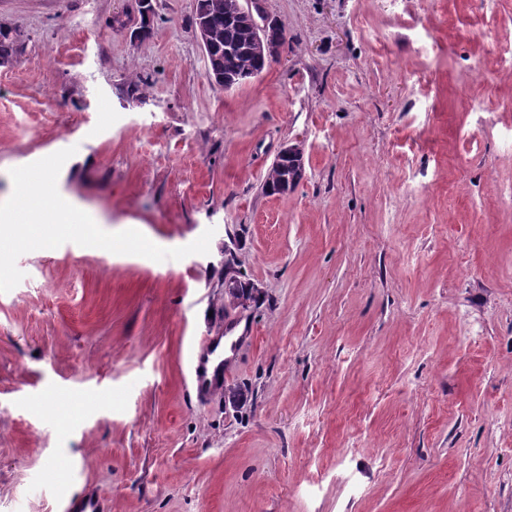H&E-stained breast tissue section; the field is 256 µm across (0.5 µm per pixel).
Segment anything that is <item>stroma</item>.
<instances>
[{
	"label": "stroma",
	"instance_id": "stroma-1",
	"mask_svg": "<svg viewBox=\"0 0 512 512\" xmlns=\"http://www.w3.org/2000/svg\"><path fill=\"white\" fill-rule=\"evenodd\" d=\"M196 5L0 0V206L100 224L0 249V512H512V0H265L229 91ZM21 192H26L30 198V206H27V212L36 215V218L29 224H81L85 221L89 224L93 235L97 234L98 229L94 221L78 215L68 199L34 197L26 189ZM194 385L198 394L211 396L219 393L224 385V336H210L193 354ZM109 505L105 496L94 488H84L76 495L67 498L64 512H108Z\"/></svg>",
	"mask_w": 512,
	"mask_h": 512
}]
</instances>
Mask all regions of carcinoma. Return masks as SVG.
Listing matches in <instances>:
<instances>
[{"label":"carcinoma","instance_id":"cac0c4a2","mask_svg":"<svg viewBox=\"0 0 512 512\" xmlns=\"http://www.w3.org/2000/svg\"><path fill=\"white\" fill-rule=\"evenodd\" d=\"M228 0H199L198 8L208 16L216 37L208 51L209 77L216 84L221 78L242 79L263 66L262 57L248 41L246 32L238 27H229L224 23V12ZM19 34L0 28V65L11 63L19 52ZM234 42L237 47L232 52L225 46Z\"/></svg>","mask_w":512,"mask_h":512}]
</instances>
